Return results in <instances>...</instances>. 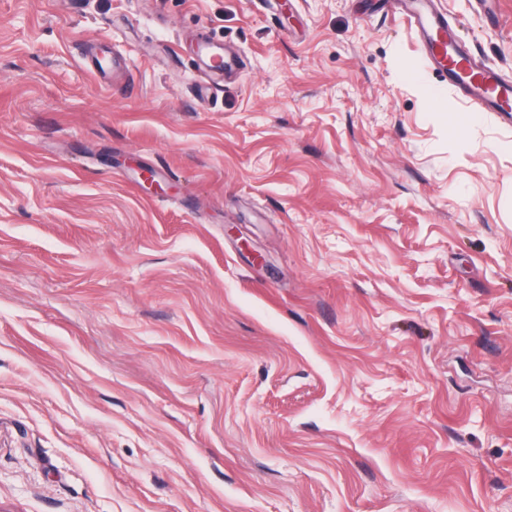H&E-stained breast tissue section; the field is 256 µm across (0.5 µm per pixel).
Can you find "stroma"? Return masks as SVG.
I'll use <instances>...</instances> for the list:
<instances>
[{
	"label": "stroma",
	"mask_w": 512,
	"mask_h": 512,
	"mask_svg": "<svg viewBox=\"0 0 512 512\" xmlns=\"http://www.w3.org/2000/svg\"><path fill=\"white\" fill-rule=\"evenodd\" d=\"M0 512H512V112L393 0H0ZM406 16L423 35L430 57H434L441 68L442 81L448 79V85L457 89L476 111L512 112V82L495 67H475L468 53L455 45L444 16L436 13L428 16L407 13Z\"/></svg>",
	"instance_id": "35a3bbf8"
}]
</instances>
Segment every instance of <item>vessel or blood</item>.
I'll return each mask as SVG.
<instances>
[{"label": "vessel or blood", "instance_id": "vessel-or-blood-1", "mask_svg": "<svg viewBox=\"0 0 512 512\" xmlns=\"http://www.w3.org/2000/svg\"><path fill=\"white\" fill-rule=\"evenodd\" d=\"M408 22L426 37L425 45L441 68V77L479 112H512V81L495 67L473 68L466 51L456 46L444 16L411 13Z\"/></svg>", "mask_w": 512, "mask_h": 512}]
</instances>
